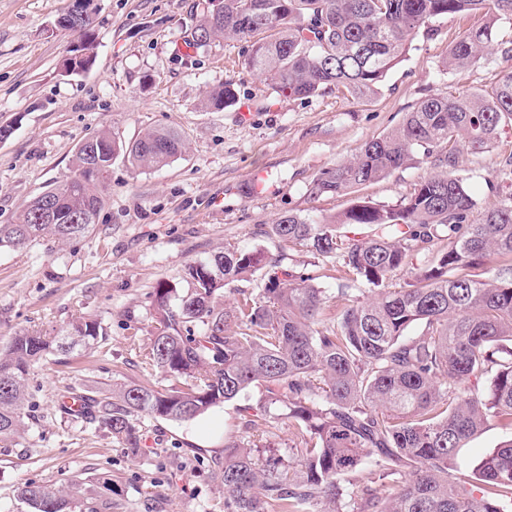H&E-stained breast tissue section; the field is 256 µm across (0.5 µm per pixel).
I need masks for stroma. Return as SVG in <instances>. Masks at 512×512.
Segmentation results:
<instances>
[{
  "mask_svg": "<svg viewBox=\"0 0 512 512\" xmlns=\"http://www.w3.org/2000/svg\"><path fill=\"white\" fill-rule=\"evenodd\" d=\"M69 0H0V224L16 221L42 191L66 178L80 144L108 130L135 140L151 128L182 133L189 148L158 169L136 171L115 159L104 181V204L91 235L66 243L0 250V349L25 330L55 334L81 314L97 318L103 339L67 357L43 355L27 376L28 431L0 442V512H30L29 484L80 480L100 494L108 478L110 512H224L226 493L208 465L229 442H248L239 410L257 405L262 387L188 421L139 417L138 453L106 429L89 430L61 417V395L73 387L111 393L114 384L163 385L142 354L153 325L158 282L186 292L185 267L227 248L281 256L282 269L312 276L331 322L347 305L343 269L305 247L265 236L291 213L333 216L364 197L393 204L431 169L424 160L362 185L348 195L309 194L324 170L354 157L361 146L400 123L427 97L490 92L512 62L497 53L468 70H443L449 46L484 24L474 15L436 20L435 36L418 35L392 69L381 93L357 102L338 89L309 98L275 92L243 65L245 41L216 40L193 48L188 36L207 0H94L96 56L92 69L68 75L61 63L77 38L53 29ZM236 84V104L204 106L211 87ZM249 105L251 118L236 117ZM461 174L476 213L512 202V127L485 152L466 155ZM496 421L460 451V474L473 475L482 456L504 438Z\"/></svg>",
  "mask_w": 512,
  "mask_h": 512,
  "instance_id": "obj_1",
  "label": "stroma"
}]
</instances>
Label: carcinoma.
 Returning a JSON list of instances; mask_svg holds the SVG:
<instances>
[{
    "label": "carcinoma",
    "mask_w": 512,
    "mask_h": 512,
    "mask_svg": "<svg viewBox=\"0 0 512 512\" xmlns=\"http://www.w3.org/2000/svg\"><path fill=\"white\" fill-rule=\"evenodd\" d=\"M488 15L448 48L444 67L478 63L494 43L498 21L512 20V0H224V21L204 12L189 45L217 38L253 40L245 68L267 86L308 98L344 88L355 100L377 96L389 71L420 32L441 17ZM226 81L206 93L221 110L237 99ZM512 122V71L486 95L429 97L402 122L366 142L357 156L323 171L313 197L352 192L388 177L422 156L433 173L395 204L359 198L318 220L281 216L263 234L335 260L353 275L340 289L351 299L335 323H321L324 292L304 275L279 271L273 254L227 249L186 266L183 295L161 281L144 362L168 377L164 388L130 383L102 397L68 392L83 411L61 413L85 426H104L131 453L141 442L135 418L184 421L237 399L254 384L257 408L243 409L252 429L288 421L285 451L270 439L227 443L213 462L224 484L225 512H512V204L473 218L476 202L459 175L464 154H477ZM99 160L123 156L155 168L182 154L186 140L157 129L123 143L109 131L94 136ZM78 150L73 174L46 189L63 221L46 222L31 201L19 221L0 224V249L46 238L87 236L101 208L103 181ZM344 227L370 232L349 237ZM496 255L508 266L478 272ZM264 271L256 295L240 292L217 305V292ZM406 286L391 287L397 275ZM423 326L416 336L408 329ZM103 337L92 316L62 333H18L0 351V442L25 431L24 388L31 363L45 353L70 355ZM486 392L461 384L481 379ZM490 419L511 434L480 461L474 478L454 473L455 459ZM387 480L382 497L371 487ZM30 512H105L109 502L82 501V484L29 485Z\"/></svg>",
    "instance_id": "obj_1"
}]
</instances>
